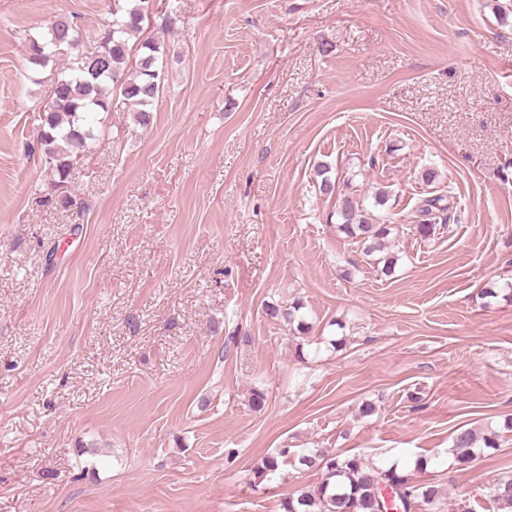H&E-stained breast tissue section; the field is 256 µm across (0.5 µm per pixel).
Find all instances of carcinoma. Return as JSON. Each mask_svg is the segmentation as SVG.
Masks as SVG:
<instances>
[{
  "label": "carcinoma",
  "instance_id": "carcinoma-1",
  "mask_svg": "<svg viewBox=\"0 0 512 512\" xmlns=\"http://www.w3.org/2000/svg\"><path fill=\"white\" fill-rule=\"evenodd\" d=\"M147 0H125L115 4L108 22L91 42H86L73 18L58 14L46 25L45 36L31 38L27 46V70L35 74L50 62L67 57L71 62L54 76L47 102L38 109V138L30 146L40 151L52 170L58 175L55 186L64 188L67 172L79 153L91 148L95 134L90 124L93 114L112 110V93L119 87L122 97L136 107V122L146 128L152 122V109L160 93L161 75L156 68L160 46L154 40H145L138 71L124 76L128 65V42L141 31L147 16ZM445 195L429 196L417 210L415 233L424 241L431 239L437 226L449 220ZM336 228L345 237L362 243L363 253L370 256L384 248V240L391 234V225L373 224L365 216L363 204L346 196L336 209ZM298 306L281 312L272 307L268 314L282 315L295 321ZM297 322V321H295ZM297 330L306 334L311 327L303 320ZM497 434L478 435L472 428H459L452 440L451 452L461 467L468 465L480 447H497ZM301 464L323 469L322 480L297 496L281 500V512H380L382 487L391 486L395 506L409 503L433 505L441 498V490L433 482L417 481L413 474L393 466L384 468L368 463L359 456L308 454ZM498 488L488 489L487 496L500 510H512V475L497 480Z\"/></svg>",
  "mask_w": 512,
  "mask_h": 512
}]
</instances>
